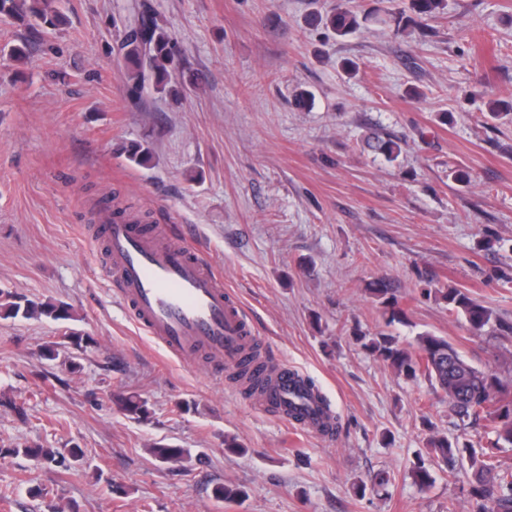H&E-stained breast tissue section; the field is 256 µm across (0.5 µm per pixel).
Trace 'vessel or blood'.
I'll list each match as a JSON object with an SVG mask.
<instances>
[{
    "label": "vessel or blood",
    "instance_id": "obj_1",
    "mask_svg": "<svg viewBox=\"0 0 512 512\" xmlns=\"http://www.w3.org/2000/svg\"><path fill=\"white\" fill-rule=\"evenodd\" d=\"M93 216L106 238L112 288L136 322L174 356L203 352L212 361L213 373L235 369L253 338L207 260L184 244L113 215L110 206L96 207ZM299 377L297 370L279 365L258 405L286 421L292 420L295 408H305L301 426L316 434L318 403L300 396Z\"/></svg>",
    "mask_w": 512,
    "mask_h": 512
}]
</instances>
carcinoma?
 <instances>
[{
  "mask_svg": "<svg viewBox=\"0 0 512 512\" xmlns=\"http://www.w3.org/2000/svg\"><path fill=\"white\" fill-rule=\"evenodd\" d=\"M409 10L420 20H426L445 7L444 0H408ZM54 0H0V18L18 20L28 25L42 23L56 28L62 21V14L53 9ZM336 35L345 36L360 25L357 15L342 10L327 19ZM118 53L124 63L125 82L130 93L138 100H144L152 93L172 95V67L178 54V40L172 35L144 4L131 7L124 30L119 40ZM375 150L392 162L402 151L400 142L392 139H378ZM126 159L139 167L148 166L151 149L139 143L125 148ZM370 292L381 300L390 320L403 314L398 299L383 281H378ZM427 295L440 297L448 310L464 319L467 329L482 335L486 329L498 339L512 341V321L497 315L481 301L469 296L459 288L429 289ZM0 315L5 318H40L72 320L70 307L52 302L36 303L23 296L0 290ZM364 349L376 359L388 364L397 374L407 378L420 375L440 389L448 398V412L460 421L471 419L485 421V427L493 436L487 448L468 449L464 458L456 456V447L448 436L435 434L431 446L439 451L448 467V474L456 475L463 470L470 475V512H512V470L504 469L496 459L495 451L512 447V378L504 379L491 369H480L461 353L445 336L429 331L418 334L416 348L404 346L389 334L369 338L358 336ZM116 402L131 416L145 414L147 402L134 394L119 395ZM35 459L65 463L66 457L74 459L83 455L79 446L67 451L59 448H16ZM150 454L161 462H172L184 455V449L155 443L149 448ZM244 495V490L232 484H218L213 496L219 501L230 502Z\"/></svg>",
  "mask_w": 512,
  "mask_h": 512,
  "instance_id": "cac0c4a2",
  "label": "carcinoma"
}]
</instances>
